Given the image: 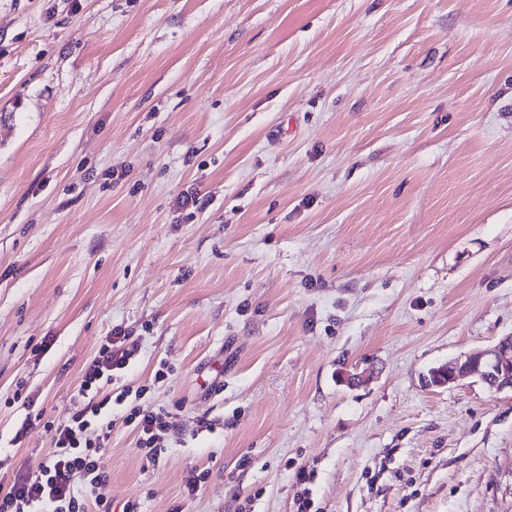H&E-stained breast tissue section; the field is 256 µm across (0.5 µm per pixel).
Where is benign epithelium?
<instances>
[{"instance_id": "obj_1", "label": "benign epithelium", "mask_w": 512, "mask_h": 512, "mask_svg": "<svg viewBox=\"0 0 512 512\" xmlns=\"http://www.w3.org/2000/svg\"><path fill=\"white\" fill-rule=\"evenodd\" d=\"M435 385L447 386L463 375L480 372L482 381L495 390H512V336H506L490 348L467 354L446 364Z\"/></svg>"}]
</instances>
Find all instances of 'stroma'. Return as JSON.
<instances>
[{"label": "stroma", "mask_w": 512, "mask_h": 512, "mask_svg": "<svg viewBox=\"0 0 512 512\" xmlns=\"http://www.w3.org/2000/svg\"><path fill=\"white\" fill-rule=\"evenodd\" d=\"M118 326L113 512H512V0H0V485ZM447 371H441L433 386H447L455 383L463 375L480 371L482 381L495 390H512V336H506L490 348L467 354L442 365ZM440 366V367H442ZM169 412L163 408H150L136 404L130 407L129 413L125 416V422L136 423L138 429V447L144 451L145 456L155 458L159 448H152V445L160 433L167 432L171 425L168 421Z\"/></svg>", "instance_id": "1"}]
</instances>
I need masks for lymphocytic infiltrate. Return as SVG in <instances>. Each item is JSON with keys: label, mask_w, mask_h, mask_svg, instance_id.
Instances as JSON below:
<instances>
[{"label": "lymphocytic infiltrate", "mask_w": 512, "mask_h": 512, "mask_svg": "<svg viewBox=\"0 0 512 512\" xmlns=\"http://www.w3.org/2000/svg\"><path fill=\"white\" fill-rule=\"evenodd\" d=\"M129 337L124 329H113L109 342L83 372L78 394L87 398V405L60 422H46L51 452L35 471L19 476L9 487L0 486V512H34L40 505L48 512H112L103 493L108 475L102 456L114 426L112 407L128 404L129 389H117L116 384L137 353ZM129 406L125 420L138 429L139 449L156 457L154 443L170 428L168 411Z\"/></svg>", "instance_id": "obj_1"}]
</instances>
